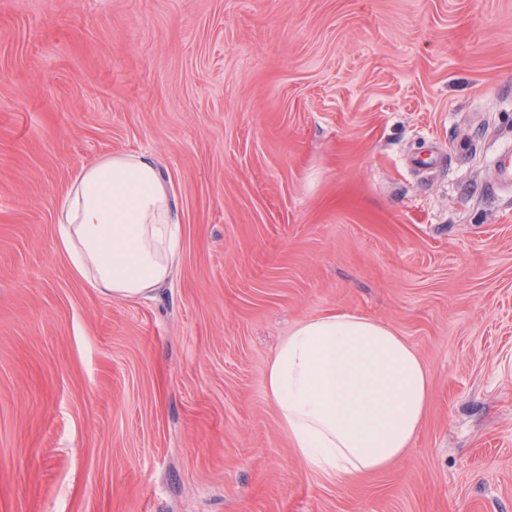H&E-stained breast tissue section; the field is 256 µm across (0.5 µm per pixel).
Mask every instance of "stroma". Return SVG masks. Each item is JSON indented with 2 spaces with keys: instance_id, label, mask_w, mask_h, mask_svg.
<instances>
[{
  "instance_id": "obj_1",
  "label": "stroma",
  "mask_w": 512,
  "mask_h": 512,
  "mask_svg": "<svg viewBox=\"0 0 512 512\" xmlns=\"http://www.w3.org/2000/svg\"><path fill=\"white\" fill-rule=\"evenodd\" d=\"M512 0H0V512H512ZM152 157L168 286L77 280L55 207ZM353 311L431 377L412 446L309 470L265 389Z\"/></svg>"
}]
</instances>
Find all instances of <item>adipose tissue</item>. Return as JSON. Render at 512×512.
Wrapping results in <instances>:
<instances>
[{
  "label": "adipose tissue",
  "mask_w": 512,
  "mask_h": 512,
  "mask_svg": "<svg viewBox=\"0 0 512 512\" xmlns=\"http://www.w3.org/2000/svg\"><path fill=\"white\" fill-rule=\"evenodd\" d=\"M180 209L154 160L122 154L82 166L56 205L57 245L98 293L133 299L170 279ZM266 390L307 466L355 477L399 460L432 398L415 348L392 328L351 311L297 322L274 350Z\"/></svg>",
  "instance_id": "obj_1"
}]
</instances>
